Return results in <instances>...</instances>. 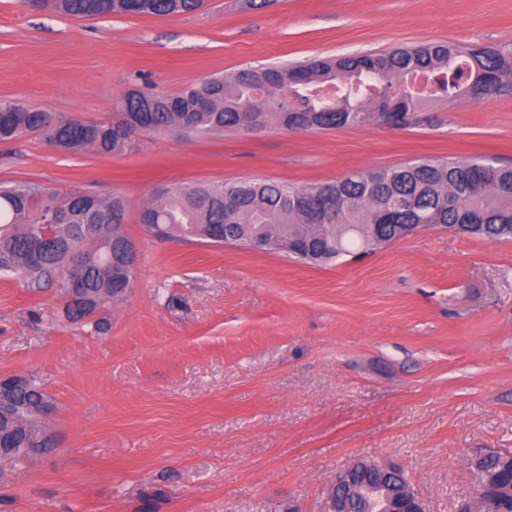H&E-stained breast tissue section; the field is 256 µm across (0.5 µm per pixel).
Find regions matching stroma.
<instances>
[{
	"label": "stroma",
	"mask_w": 512,
	"mask_h": 512,
	"mask_svg": "<svg viewBox=\"0 0 512 512\" xmlns=\"http://www.w3.org/2000/svg\"><path fill=\"white\" fill-rule=\"evenodd\" d=\"M426 42L512 43V0H205L103 18L0 0V100L92 121L132 89ZM446 157L512 166V94L436 101L404 128L152 132L112 156L0 142V184L123 196L139 247L102 331L68 319L56 286L0 273V380L33 378L55 405L53 450L0 471V512H326L357 460L399 466L430 512L475 501L472 461L512 452V239L429 228L318 268L139 222L161 188Z\"/></svg>",
	"instance_id": "stroma-1"
}]
</instances>
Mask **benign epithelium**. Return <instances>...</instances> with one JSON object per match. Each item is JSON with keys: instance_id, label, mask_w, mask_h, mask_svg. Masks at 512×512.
Returning a JSON list of instances; mask_svg holds the SVG:
<instances>
[{"instance_id": "7a95c632", "label": "benign epithelium", "mask_w": 512, "mask_h": 512, "mask_svg": "<svg viewBox=\"0 0 512 512\" xmlns=\"http://www.w3.org/2000/svg\"><path fill=\"white\" fill-rule=\"evenodd\" d=\"M392 475H401L399 468L357 460L336 476L334 486L353 495L368 493L377 512H427L424 499L410 486L394 485Z\"/></svg>"}]
</instances>
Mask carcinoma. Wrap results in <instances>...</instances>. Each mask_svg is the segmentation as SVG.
<instances>
[{"instance_id": "1", "label": "carcinoma", "mask_w": 512, "mask_h": 512, "mask_svg": "<svg viewBox=\"0 0 512 512\" xmlns=\"http://www.w3.org/2000/svg\"><path fill=\"white\" fill-rule=\"evenodd\" d=\"M203 0H55L54 10L76 18L114 14H193ZM512 91V44L471 49L427 43L413 48L313 58L287 66L243 68L190 84L174 94L125 93L110 116L84 121L0 102V141L37 132L70 152L112 155L136 147L127 130L221 134L261 123L282 128L332 129L394 119L402 126L428 101L456 93L473 97ZM127 202L74 189L64 196L22 182L0 189V272L20 273L39 291L56 284L72 321L121 300L130 288L121 271L129 240ZM139 222L157 238L211 245L265 242L322 266L400 238L420 224L460 225L486 241L512 238V168L479 160H420L348 174L303 187L237 180L164 190ZM84 290L73 303L69 289ZM0 401V461L14 466L51 447L43 434L50 402L36 384L9 378ZM512 484V453L496 452L476 472Z\"/></svg>"}]
</instances>
